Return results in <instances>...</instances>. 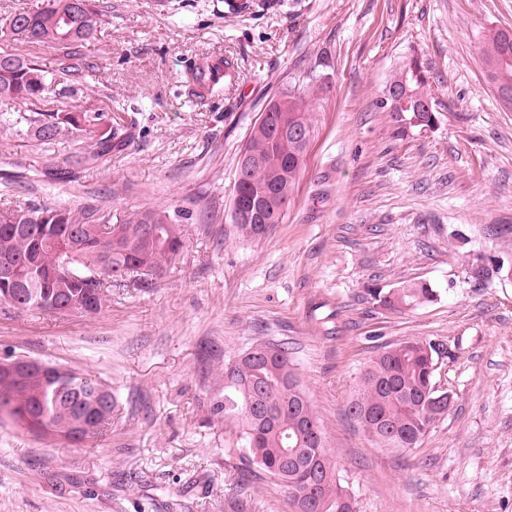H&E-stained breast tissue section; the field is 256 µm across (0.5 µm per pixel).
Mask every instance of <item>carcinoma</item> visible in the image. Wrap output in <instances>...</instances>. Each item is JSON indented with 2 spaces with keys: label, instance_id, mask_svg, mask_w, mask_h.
<instances>
[{
  "label": "carcinoma",
  "instance_id": "obj_1",
  "mask_svg": "<svg viewBox=\"0 0 512 512\" xmlns=\"http://www.w3.org/2000/svg\"><path fill=\"white\" fill-rule=\"evenodd\" d=\"M100 13L92 0H47L35 11H19L6 20L3 34L13 41L47 44L65 50L95 36ZM480 54L491 84L512 81V30H490L480 37ZM54 77L36 62L0 49V98L23 104L50 94ZM414 98H430L429 69L408 77ZM326 92L316 72L300 86L290 85L271 99L254 123L241 154L251 153L261 164L235 174L230 210L251 202L266 204L265 219L281 224L287 217L291 196L304 167L307 151L281 137L280 123H297L308 140L316 132L315 109ZM0 125L41 145L66 131L83 138L84 151L74 164L94 168L115 148L126 145L128 135L112 116L97 108L70 112H1ZM180 212L167 208L138 209L122 216L98 206L73 207L0 203V256H8L19 280L30 291L16 289L11 307L43 311V307L75 298L98 312L108 301L109 287L129 273L146 270L157 276L185 247ZM151 224L156 234L145 235ZM373 299L381 308L411 312L437 299L426 283L388 291L377 290ZM439 352L427 340H410L384 347L365 366L356 397L350 405L366 412L358 419L362 429L380 446L395 450L415 448L447 411L428 409L422 401L432 390ZM235 379L224 382V400L212 403L210 413L239 430L242 457L269 476L281 469L276 484L288 497L298 493L312 500V512H354L352 496L337 474L336 460L327 448L321 420L314 415L303 391L288 348L260 342L235 357ZM99 379L70 372L66 381L37 375L0 378V407L7 418L33 433L53 430L70 439L68 425L79 423L75 400H93ZM263 386L277 400L274 420L248 416L244 389Z\"/></svg>",
  "mask_w": 512,
  "mask_h": 512
}]
</instances>
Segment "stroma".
Here are the masks:
<instances>
[{
  "label": "stroma",
  "mask_w": 512,
  "mask_h": 512,
  "mask_svg": "<svg viewBox=\"0 0 512 512\" xmlns=\"http://www.w3.org/2000/svg\"><path fill=\"white\" fill-rule=\"evenodd\" d=\"M78 74L63 52L11 43L53 73L43 112L101 108L134 122L129 145L76 181L38 176L83 143L0 128V200L86 199L109 211H189L165 276L134 273L90 316L0 304V355L95 375L117 393L112 423L74 444L0 419V512H290L250 471L224 398L225 361L283 343L324 425L356 512H512V110L485 77L479 38L512 28V0H273L226 18L224 0H108ZM431 68L430 132L395 139L372 102L409 54ZM235 78L204 99L185 82L203 58ZM325 63L327 91L283 223L231 232L240 150L268 101ZM437 292L406 313L373 289ZM409 339L439 344L435 380L453 405L415 448L378 446L348 413L368 360Z\"/></svg>",
  "instance_id": "obj_1"
}]
</instances>
